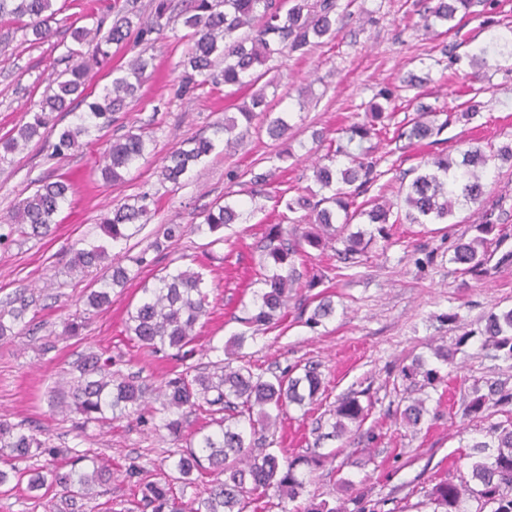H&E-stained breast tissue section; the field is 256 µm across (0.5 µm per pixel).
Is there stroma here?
Wrapping results in <instances>:
<instances>
[{
	"mask_svg": "<svg viewBox=\"0 0 512 512\" xmlns=\"http://www.w3.org/2000/svg\"><path fill=\"white\" fill-rule=\"evenodd\" d=\"M336 3L341 25L336 37L321 39L306 55L274 58L257 83L271 111L284 114L290 124L282 139L272 140L255 123L238 126L231 138L215 137V125L234 114L251 91L212 80L182 89L179 63L189 48L188 29L175 16L154 44L153 61L136 98L113 116L109 127L88 137L74 154L54 155L57 134L48 131L0 162L2 219L42 181L63 173L75 180L51 235L0 246V306L25 290L33 296L21 334L0 340V417L44 429L52 445L85 450L115 465L163 462L175 448L173 441L152 433L136 417L80 429L74 418L56 411L64 400L61 379L88 351L111 356L123 373L140 375L153 385L175 369L178 361L170 353H150L125 332L128 312L141 302L144 286L155 275L166 268L203 273L213 312L196 327L192 361L204 365L219 360V348L244 333L251 298L244 287L258 267L267 225L302 218L301 212L287 211L284 202L315 186L311 165L327 148L313 142V131L335 137L338 130L362 121L367 103L388 89L395 96L397 119L415 117L421 102L447 115L440 146L451 158H459L464 143L473 139L497 146L512 141L511 60L498 58L479 81V115L469 123L456 118L469 98L472 55L492 39L512 33V0H494L485 14L459 19L454 64L440 52L441 37L424 30L419 0ZM54 8L53 36L40 44H30L19 24L0 18V137L29 121L33 102L65 69L72 28L111 17L112 0H55ZM411 73L425 78V85L405 88L403 80ZM130 131L146 135V155L123 181L106 183L98 160L107 144ZM209 136L216 145L209 157L183 176L180 185L163 181L161 166L172 150ZM285 149L290 159L278 160ZM372 153L385 171L372 195L403 208L400 181L423 171L427 148L403 155L386 136L373 141ZM256 173L269 176L258 195L251 182ZM142 192L153 197L154 215L131 239L112 242L101 227L103 218ZM224 201L239 203L246 215L242 223L215 234L187 235L153 263L138 265L165 225L201 223L206 211ZM474 211L473 205H459L444 224L393 225L388 240L369 243L361 262L343 271L333 248L311 250L299 269L304 277L320 276L318 290L330 295L333 315L315 328L300 321L314 292L303 287L294 291L285 320L247 336L241 353L255 372L278 373L309 361L320 365L323 385L316 400L288 408L274 430L275 445L285 455L315 446L325 456L309 477L306 498L334 505L364 490L375 499L413 504L422 487L467 475L466 444L482 433L479 423L464 418L461 396L474 379L512 376V366L495 358L481 334L484 316L494 304L512 305V264L475 279L461 276L450 261L454 240L476 221ZM83 239L106 246L109 256L130 271L126 286L113 289L111 305L90 316L86 296L98 288L102 273H74L68 267L71 246ZM428 251L433 261L422 262ZM80 320L84 328L65 335L66 324ZM466 332L470 340L458 345ZM438 347L453 350L451 362L438 363ZM415 356L439 368L443 380L425 386L429 413L412 430L394 411L406 389L399 368ZM354 392L372 402L361 428L340 439L316 441V419L338 398ZM346 478L353 488L343 486Z\"/></svg>",
	"mask_w": 512,
	"mask_h": 512,
	"instance_id": "35a3bbf8",
	"label": "stroma"
}]
</instances>
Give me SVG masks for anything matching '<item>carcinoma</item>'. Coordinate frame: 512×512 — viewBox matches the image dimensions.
<instances>
[{"label": "carcinoma", "mask_w": 512, "mask_h": 512, "mask_svg": "<svg viewBox=\"0 0 512 512\" xmlns=\"http://www.w3.org/2000/svg\"><path fill=\"white\" fill-rule=\"evenodd\" d=\"M186 0L188 13L185 25L191 30L193 41L187 60L183 62L182 81L189 82L196 75H207L219 59H224V85L239 89L254 85L261 77L259 67L288 51L301 56L315 45V40L336 35V0ZM488 0H433L424 8L423 20L432 27L437 23L463 16L479 15ZM52 0H0V17L10 16L31 31V43L47 41L52 35L50 26L55 12ZM170 8L167 0H158L151 20L133 22L137 15L134 4L112 5L114 17L110 26L105 22L95 29L77 27L72 32L76 46L67 49L66 68L38 101L32 120L17 130V135L0 138V159L19 150L21 144L41 136L49 126L57 127V115L73 112V104L86 103V111L75 115L76 121L59 131L54 154L65 156L82 146V138L110 125L112 115L124 110L128 100L135 97L149 60L138 55L129 71L112 78V84L102 94L88 101L87 87L90 70L110 56L112 45L135 36L136 42L151 46L153 35L164 29L162 20ZM249 33L241 35L240 30ZM262 115L266 132L273 140L282 138L288 123L267 107L263 92L251 96L250 104L239 108V115L251 124ZM438 111L420 107L410 120L393 126L395 107L391 95L383 92L368 103L365 120L346 130V135L334 140V147L325 154L328 163L316 167L313 176L319 189L286 201L292 212L305 211L303 219L308 226L298 224L271 225L266 232L264 258L256 270L257 280L264 284L252 291L250 316L244 319L248 327L258 332L280 323L286 316V302L300 280L296 260L312 248L322 250L336 242V256L349 266L364 253V237L389 238L387 224H446L455 205L463 201L479 205L478 223L471 225L473 235L460 237L453 245L449 261L465 276H489L498 265L512 261V251L490 265L494 250L507 239L503 233L492 236L499 227L503 213L490 202L485 173L489 162L495 159L512 160V142L489 148L470 145L461 152V160L439 153L425 162L427 169L408 184L405 215H392L391 206L380 204L367 193L381 178L378 160L370 149L359 155L351 152V145H359L393 132V139L406 141L402 148L422 145L441 133L448 121L437 122ZM193 147L177 148L162 167L164 180L177 185L202 158L208 156L215 143L211 138L191 140ZM146 151V139L141 133L129 132L114 140L103 153L101 174L108 182H120L123 173L139 161ZM73 192L70 178L60 175L45 181L19 202L9 216V232L0 233V242L17 234L42 239L50 235L55 217L69 201ZM365 197L356 204L359 197ZM152 204L144 193L103 219L112 241L131 236L136 222L147 217ZM366 217L371 229L346 232L358 217ZM240 218L236 207L226 202L207 211L204 221L194 227L169 224L163 234L169 243L179 241L188 231L215 232L234 224ZM341 227H335V224ZM107 258L101 244L86 242L71 248L70 269L83 272L98 266ZM130 279L129 270L120 263L110 266L109 278L99 289L87 296V305L99 309L111 302L110 290L123 287ZM201 274L190 269H176L155 279L144 289L142 301L128 314L127 332L132 339L151 352L174 350L182 358L193 354L189 349L196 339L195 327L210 315L209 293L202 287ZM30 302L20 295L9 309L0 311V340L19 335L17 326L24 323ZM334 312L328 296L319 297L317 305L305 323L317 326ZM485 344L499 352V358L512 361V307L492 310L485 319L482 332ZM71 401L60 404L64 415L80 416L77 425L109 424L114 419L146 413L162 415L161 424L174 440L183 436L187 418L191 414L208 417L209 425L194 431L186 445L171 452L169 472L159 478H149L150 470L132 465L125 468V477L134 490L135 510L127 512H184L183 498L187 489L199 478L211 476L206 496L193 500L192 512H245L248 504L266 496L270 490L293 503L304 493L307 472L321 465L322 454L311 450L304 455L283 459L275 449L263 448L255 452L257 436H265L275 425L272 412L281 415L288 406H302L313 401L322 387L318 364L308 362L303 375L282 372L255 373L248 365L232 366V359H219L212 367L201 368L187 364L175 371L160 385L153 387L112 370V359L90 351L73 363L70 371ZM402 380L413 387L421 375L427 385L441 380L435 369L425 368L423 359L416 356L400 368ZM464 416L485 423L483 438L469 446L471 459L469 478L455 483L445 479L422 491L424 500L419 505L431 512H512V415L492 421L485 414L489 404L512 403V386L508 380L481 378L473 381L464 396ZM370 406L363 405L355 395L337 399L329 417L316 421L318 439H334L344 435L351 425H361ZM402 422L417 427L429 413L426 400L410 399L396 409ZM41 431L23 424H13L0 418V487L14 479L28 477L27 491L37 501L49 492L58 494L47 501L48 512H85L87 503L96 495V489L112 480V469L96 461L95 457L75 448H51L40 439ZM48 453L61 457L64 465L50 469L21 471L16 462ZM354 512H381L385 499H369L363 494L354 496ZM476 502L469 510V502ZM289 512H346L343 505H331L322 500L305 506L296 505Z\"/></svg>", "instance_id": "1"}]
</instances>
